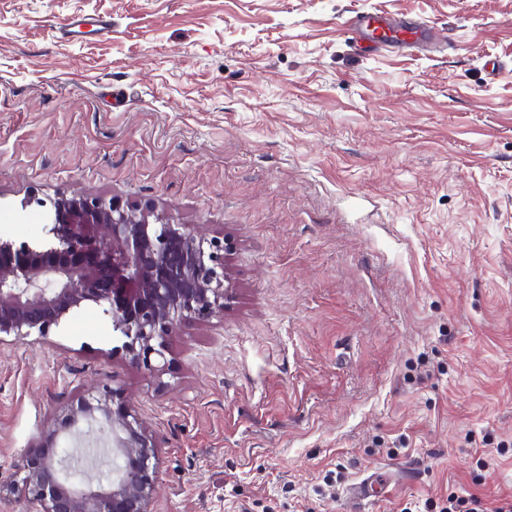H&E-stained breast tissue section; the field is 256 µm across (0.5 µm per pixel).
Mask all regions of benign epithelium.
<instances>
[{
	"instance_id": "1",
	"label": "benign epithelium",
	"mask_w": 512,
	"mask_h": 512,
	"mask_svg": "<svg viewBox=\"0 0 512 512\" xmlns=\"http://www.w3.org/2000/svg\"><path fill=\"white\" fill-rule=\"evenodd\" d=\"M55 243L18 247L0 239V335L43 338L84 302L105 305L121 349L136 363L165 358L178 326L221 313L233 284L225 246L153 208L74 193L53 201ZM112 438V471L93 489L75 485L58 436L80 424ZM160 444L148 423L104 389L62 409L24 465L17 491L33 512H150Z\"/></svg>"
}]
</instances>
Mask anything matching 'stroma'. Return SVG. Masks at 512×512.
<instances>
[{
  "label": "stroma",
  "mask_w": 512,
  "mask_h": 512,
  "mask_svg": "<svg viewBox=\"0 0 512 512\" xmlns=\"http://www.w3.org/2000/svg\"><path fill=\"white\" fill-rule=\"evenodd\" d=\"M363 13L430 39L361 48ZM74 193L227 242L235 290L160 373L93 302L0 342V512L106 386L161 445L151 512L512 500V0H0V238Z\"/></svg>",
  "instance_id": "35a3bbf8"
}]
</instances>
